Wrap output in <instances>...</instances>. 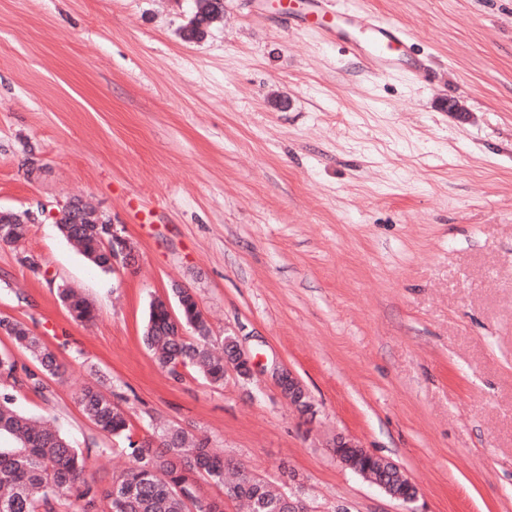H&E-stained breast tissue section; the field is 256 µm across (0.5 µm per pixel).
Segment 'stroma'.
<instances>
[{
	"mask_svg": "<svg viewBox=\"0 0 512 512\" xmlns=\"http://www.w3.org/2000/svg\"><path fill=\"white\" fill-rule=\"evenodd\" d=\"M346 2L350 38L362 15L399 24L429 80L375 75L280 0H224L193 42L194 0H0V209L83 197L138 256L103 273L49 221L0 247V316L67 366L16 406L83 447L98 379L139 436L159 419L267 479L290 469L310 512L408 510L336 461L339 434L416 483V512H512V0ZM175 282L253 380L159 370L142 329ZM57 294L75 322L89 323L93 321L95 318L94 308L84 297L66 287L65 284L58 285ZM281 395L303 416L313 414V404L302 382L286 369L275 368L272 374Z\"/></svg>",
	"mask_w": 512,
	"mask_h": 512,
	"instance_id": "35a3bbf8",
	"label": "stroma"
}]
</instances>
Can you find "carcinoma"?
<instances>
[{
    "label": "carcinoma",
    "instance_id": "1",
    "mask_svg": "<svg viewBox=\"0 0 512 512\" xmlns=\"http://www.w3.org/2000/svg\"><path fill=\"white\" fill-rule=\"evenodd\" d=\"M208 18L194 13L184 37L194 40L203 34ZM26 229L23 224H3L0 242L16 244L24 239ZM57 229L102 272H112V235L104 225L63 224ZM57 294L74 321H93L94 308L84 297L63 284ZM171 299L187 335L170 328L160 303L149 307L151 327L143 329L144 345L173 380L183 378L181 366L192 368L211 384H223L229 346H223L220 354L212 349L210 328L192 289L173 288ZM0 331L34 363L32 368L20 365L11 354L0 353V512H58L64 500L71 502L74 512H224V502L212 503L202 494L203 481L222 486L229 500L244 504L247 512H288L282 488L269 480L252 481L253 472L211 448L206 435L164 426L148 438L135 439L125 412L96 382L82 389L81 411L99 435L132 461L111 485L98 484L87 472L88 460L109 448L96 442L76 448L50 422L15 406V389L42 396L47 379L64 375L57 351L16 319L0 317Z\"/></svg>",
    "mask_w": 512,
    "mask_h": 512
}]
</instances>
